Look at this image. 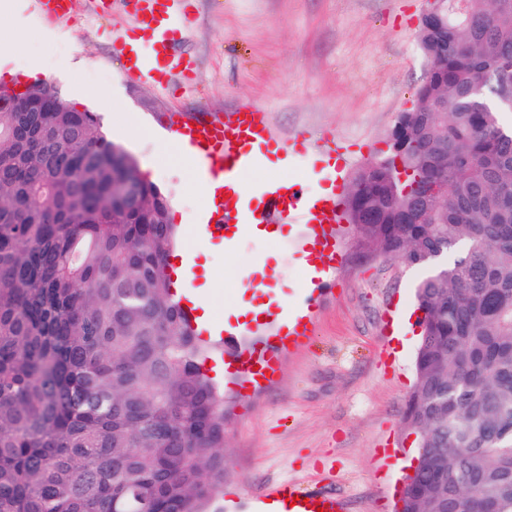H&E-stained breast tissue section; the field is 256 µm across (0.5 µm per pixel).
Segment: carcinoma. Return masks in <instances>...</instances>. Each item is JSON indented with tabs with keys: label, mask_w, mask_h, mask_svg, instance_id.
Masks as SVG:
<instances>
[{
	"label": "carcinoma",
	"mask_w": 512,
	"mask_h": 512,
	"mask_svg": "<svg viewBox=\"0 0 512 512\" xmlns=\"http://www.w3.org/2000/svg\"><path fill=\"white\" fill-rule=\"evenodd\" d=\"M426 76L351 181L371 253L423 275L402 512H512V0L420 21ZM0 85V512H211L224 390L170 293L168 200L129 223L97 115ZM413 170L443 194H407Z\"/></svg>",
	"instance_id": "cac0c4a2"
}]
</instances>
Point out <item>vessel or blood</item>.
Returning <instances> with one entry per match:
<instances>
[{"label":"vessel or blood","instance_id":"b4317fda","mask_svg":"<svg viewBox=\"0 0 512 512\" xmlns=\"http://www.w3.org/2000/svg\"><path fill=\"white\" fill-rule=\"evenodd\" d=\"M40 14L57 21L68 19L71 0H35ZM189 0H91L93 13L104 15L122 12L125 24L115 30L120 46L124 72L142 83L164 85L172 73L190 75L189 59L179 54L178 45L185 38L191 11ZM187 154L197 182L213 187L216 202L208 217L197 225L199 238L230 242L239 235L285 224L311 225L313 249L306 263L318 261L333 251V240L327 227L343 221L341 202L311 196L305 184L269 181L246 187L247 174L275 162L287 165L303 155L299 141L283 139L275 133L262 107L243 103L229 117H212L191 125L175 122L170 130ZM193 269L180 267L172 277V292L177 297L189 328L198 336L232 347L224 369L240 375L249 390H257L279 373L285 353L307 345L315 329L313 314L298 318L295 329L282 331L281 313L269 307H258L250 319L238 322L229 330L213 321L202 320L197 302L190 292ZM273 331L264 348L243 346L246 336L261 335L265 324ZM294 499L287 512H347L344 499L332 494L305 491L292 482L268 487L253 504V512H265L271 501Z\"/></svg>","mask_w":512,"mask_h":512}]
</instances>
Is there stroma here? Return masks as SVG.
<instances>
[{"label":"stroma","instance_id":"1","mask_svg":"<svg viewBox=\"0 0 512 512\" xmlns=\"http://www.w3.org/2000/svg\"><path fill=\"white\" fill-rule=\"evenodd\" d=\"M11 2L0 7V83L47 77L98 114L168 196L177 243L193 255L195 292L218 315L241 304L249 274L268 268L282 298L300 299L309 227L290 224L273 239L247 235L229 250L199 242L204 199L185 194L188 171L158 137L170 116L204 119L252 101L280 135H305L311 149L327 134L352 143L351 177L386 150L427 69L417 42L426 0H190L184 49L197 69L192 81L163 89L125 76L113 21L92 14L88 0H73L65 26L39 17L30 0ZM94 91L111 108L91 99ZM134 124L147 135L121 140ZM332 233L340 261L309 344L251 399L224 387L223 512H248L268 486L288 481L344 497L348 512H393L405 465L417 453L405 440L403 412L419 338L402 314L414 308L419 273L398 260L363 257L352 225ZM395 330L400 340L392 339Z\"/></svg>","mask_w":512,"mask_h":512}]
</instances>
